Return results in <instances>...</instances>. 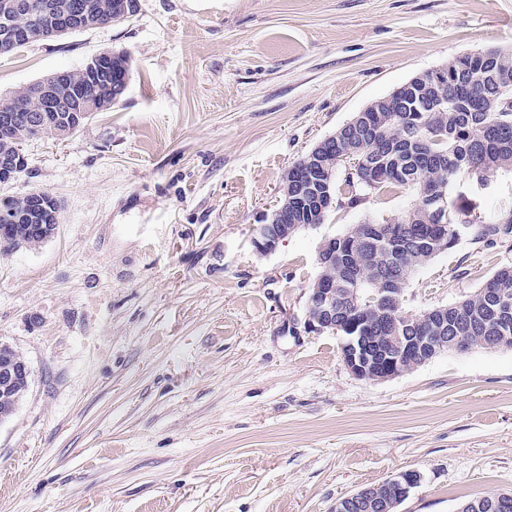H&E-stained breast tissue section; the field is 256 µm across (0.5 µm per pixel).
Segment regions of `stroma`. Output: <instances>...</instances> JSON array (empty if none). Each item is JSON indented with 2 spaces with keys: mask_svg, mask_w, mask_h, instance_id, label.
I'll use <instances>...</instances> for the list:
<instances>
[{
  "mask_svg": "<svg viewBox=\"0 0 512 512\" xmlns=\"http://www.w3.org/2000/svg\"><path fill=\"white\" fill-rule=\"evenodd\" d=\"M512 47V0H138L118 25L0 55V97L100 52L127 89L27 143L0 200L59 204L54 235L0 253V343L31 384L0 423V512H332L422 475L398 512L512 492V349L445 353L368 382L303 328L325 238L400 216L407 189L339 193L259 254L289 167L357 112L458 56ZM491 231L416 271L420 313L512 265V171L469 202Z\"/></svg>",
  "mask_w": 512,
  "mask_h": 512,
  "instance_id": "1",
  "label": "stroma"
}]
</instances>
